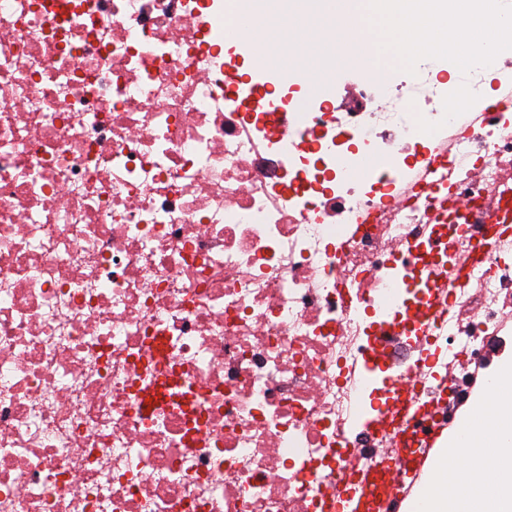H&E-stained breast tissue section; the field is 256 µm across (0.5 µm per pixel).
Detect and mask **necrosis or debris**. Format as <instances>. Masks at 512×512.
Masks as SVG:
<instances>
[{
  "label": "necrosis or debris",
  "instance_id": "4bbe7bcc",
  "mask_svg": "<svg viewBox=\"0 0 512 512\" xmlns=\"http://www.w3.org/2000/svg\"><path fill=\"white\" fill-rule=\"evenodd\" d=\"M233 2L0 0V512H336L440 430L478 461L436 493L512 463V392L472 407L512 355V105L472 117L512 52L303 106Z\"/></svg>",
  "mask_w": 512,
  "mask_h": 512
}]
</instances>
